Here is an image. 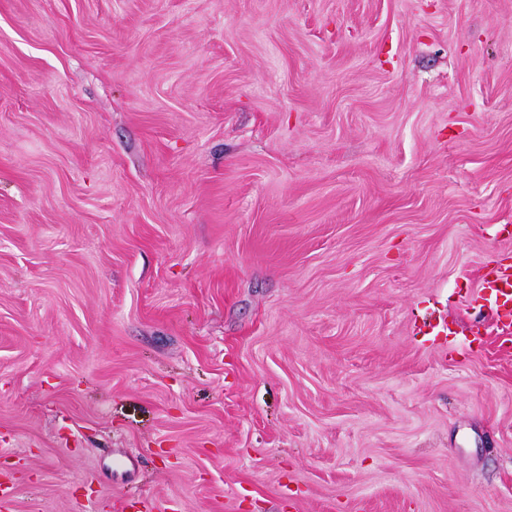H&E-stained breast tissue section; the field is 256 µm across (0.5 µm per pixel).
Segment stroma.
I'll return each mask as SVG.
<instances>
[{
    "mask_svg": "<svg viewBox=\"0 0 512 512\" xmlns=\"http://www.w3.org/2000/svg\"><path fill=\"white\" fill-rule=\"evenodd\" d=\"M512 0H0V512H512ZM511 266L505 270L498 269L492 271L485 278L482 285L490 297L495 298V303H500L499 307L507 308L508 315L512 316V273Z\"/></svg>",
    "mask_w": 512,
    "mask_h": 512,
    "instance_id": "obj_1",
    "label": "stroma"
}]
</instances>
